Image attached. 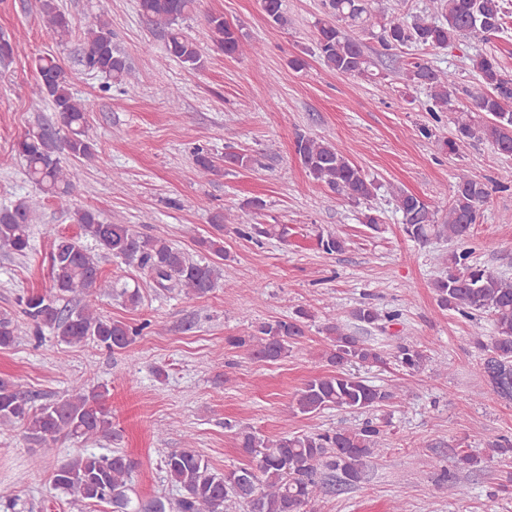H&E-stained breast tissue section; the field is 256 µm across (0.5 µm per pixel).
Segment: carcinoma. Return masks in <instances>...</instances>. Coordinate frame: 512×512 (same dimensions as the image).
I'll return each mask as SVG.
<instances>
[{
  "mask_svg": "<svg viewBox=\"0 0 512 512\" xmlns=\"http://www.w3.org/2000/svg\"><path fill=\"white\" fill-rule=\"evenodd\" d=\"M35 7L52 37L62 41L71 35L73 22L55 0H36ZM324 7L327 19L317 28L319 55L329 70L357 78L375 77V63L363 44L347 32L349 28L376 34L385 49L434 51L445 50L467 35L488 39L505 29L503 0H435L432 13L410 20H389L368 0H325ZM138 8L151 29L161 33L172 57L188 69L202 66L198 45L182 27V22L196 13L198 0H138ZM261 8L273 23L288 24L282 0H261ZM205 24L212 42L224 54L258 53L256 47L244 46L223 14H207ZM23 53L20 39L0 36L1 62ZM472 65L479 87L469 93L470 102L459 110L456 138L447 141L448 153L478 137L489 142L498 154L511 157L512 75L491 55L475 56ZM84 66L119 83L131 74L127 58L112 41V30L101 20L85 31ZM34 67L39 76V99L56 113L58 126L27 132L14 143L15 153L24 162L25 176L35 188L32 196L0 209V247L18 256L31 249V226L44 200L70 202L80 197L79 167L96 157L87 117L89 107L71 91L69 73L48 54L34 58ZM405 76L410 84L428 90L430 112L447 109L456 90L452 74L416 57L408 62ZM295 151L309 176L351 202L368 201L380 189L333 140L300 134ZM193 165L202 176L224 173V162L204 148L194 151ZM392 197L404 230L414 241L425 244L445 238L459 245L456 251L435 257L438 264L447 266L446 273L434 282L438 305L464 317L476 313L493 317L495 335L490 344L483 346L487 354L482 370L497 393L511 397L512 278L472 262L466 247L489 197L488 186L467 173L459 174L442 220L438 219V210L416 194L399 188ZM71 218L78 224L79 234L55 237L49 254V288L20 300L23 313L37 333L48 327L67 345L92 343L108 351L124 349L142 334L143 327L104 317L89 304L93 298L111 295L136 308L141 294L137 286L125 284L119 288L117 282L104 278L97 254L84 245L85 239L95 241L101 250L126 265L146 271L163 290L177 288L187 296L202 297L219 286L226 258L221 232L224 224L233 222L227 215H213L211 223L217 233L196 240L207 253L200 260L191 259L163 237L136 231L119 217L106 219L94 210L77 207L71 211ZM236 232L250 240L256 235L282 239L288 229L282 224H241ZM68 298L82 304H61ZM352 316L367 324L398 319L394 311L382 315L371 306L354 309ZM308 317L307 311L298 309L289 319L264 322L256 333L229 336L226 342L252 359L276 361L287 356L290 347L305 336ZM323 331L329 341L324 357L333 372L304 383L293 398L292 415H311L329 408L367 412L395 398L393 391L370 385L352 372L357 365L385 363L381 353L338 323L327 324ZM20 333L21 326L1 313L0 348L12 346ZM395 360L413 373L420 369L425 356L417 345L401 344ZM103 399L104 392L81 384L72 387L67 398L36 408L20 383L1 378L0 428L18 423L44 452L52 453L62 438L89 442L112 433V420ZM383 434L382 423L371 419L355 427L300 435L285 433L276 439L242 430L238 445L252 457L253 464L222 473L194 449L184 448L163 460L169 482L179 491V498L169 508L173 512H224L225 502L235 498L245 502L249 512H308L307 507L329 495L336 483L349 486L360 480L366 461L380 454ZM134 469L135 462L119 452L109 456L86 452L62 464L54 472L52 485L88 505L110 503L113 512H167L169 508L161 500L133 501L129 491Z\"/></svg>",
  "mask_w": 512,
  "mask_h": 512,
  "instance_id": "obj_1",
  "label": "carcinoma"
}]
</instances>
